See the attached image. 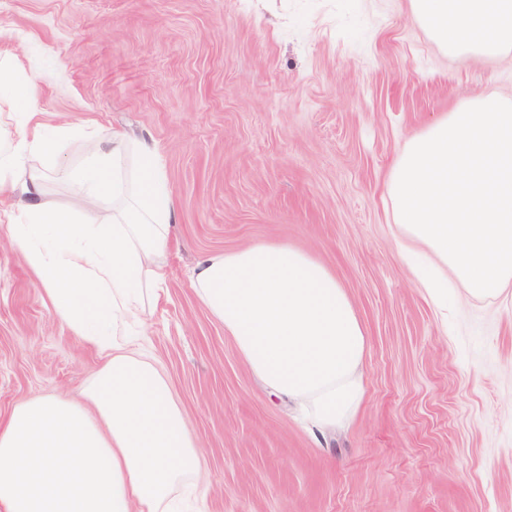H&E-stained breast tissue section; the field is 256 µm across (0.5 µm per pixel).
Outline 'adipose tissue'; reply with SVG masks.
<instances>
[{"label": "adipose tissue", "instance_id": "adipose-tissue-1", "mask_svg": "<svg viewBox=\"0 0 512 512\" xmlns=\"http://www.w3.org/2000/svg\"><path fill=\"white\" fill-rule=\"evenodd\" d=\"M409 4L451 59L512 49V0ZM2 122L21 128L0 141L13 240L58 317L106 361L82 401L39 396L0 419V512H170L174 484L200 476L203 456L167 381L128 342L165 280L174 212L157 150L113 134L85 156L71 203L57 207L44 198V172L26 161L53 155L58 141L32 113H1ZM133 147L142 164L131 182ZM88 195L104 207L86 208ZM192 287L272 393L294 400L321 433L351 424L368 338L326 265L285 242L257 243L204 258Z\"/></svg>", "mask_w": 512, "mask_h": 512}]
</instances>
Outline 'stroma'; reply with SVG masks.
I'll use <instances>...</instances> for the list:
<instances>
[{"label":"stroma","instance_id":"stroma-1","mask_svg":"<svg viewBox=\"0 0 512 512\" xmlns=\"http://www.w3.org/2000/svg\"><path fill=\"white\" fill-rule=\"evenodd\" d=\"M0 66L63 132L33 157L48 201L111 137L155 143L175 222L139 342L204 456L196 512H512V298L447 316L398 257L386 184L423 127L512 99V51L448 59L408 0H0ZM285 241L336 275L369 341L365 401L323 435L247 368L190 278L210 254ZM0 223V418L101 366Z\"/></svg>","mask_w":512,"mask_h":512}]
</instances>
